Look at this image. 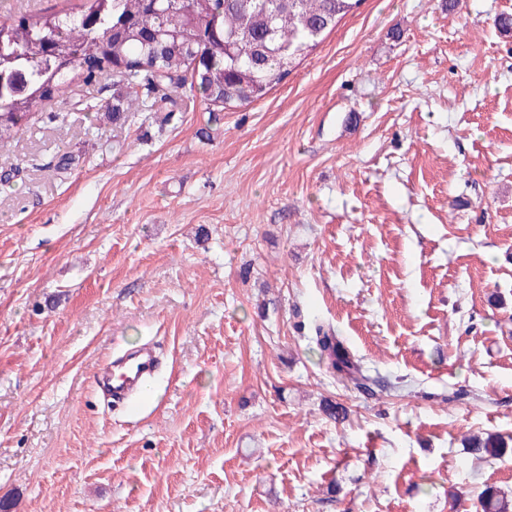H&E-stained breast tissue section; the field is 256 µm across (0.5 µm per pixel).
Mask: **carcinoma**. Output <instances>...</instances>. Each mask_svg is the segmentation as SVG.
<instances>
[{"mask_svg": "<svg viewBox=\"0 0 512 512\" xmlns=\"http://www.w3.org/2000/svg\"><path fill=\"white\" fill-rule=\"evenodd\" d=\"M81 0L76 13L20 12L0 23V149L14 136L58 113L43 111L79 79L93 85L112 75V103L88 99L69 109L124 125L132 113L174 104L171 92L190 86L213 106L252 103L280 84L323 35L362 0ZM313 337L320 357L343 378L359 368L331 326ZM502 440L471 447L502 455ZM482 512H509L487 488Z\"/></svg>", "mask_w": 512, "mask_h": 512, "instance_id": "cac0c4a2", "label": "carcinoma"}]
</instances>
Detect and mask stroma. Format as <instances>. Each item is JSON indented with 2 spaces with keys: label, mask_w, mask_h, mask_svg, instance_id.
I'll list each match as a JSON object with an SVG mask.
<instances>
[{
  "label": "stroma",
  "mask_w": 512,
  "mask_h": 512,
  "mask_svg": "<svg viewBox=\"0 0 512 512\" xmlns=\"http://www.w3.org/2000/svg\"><path fill=\"white\" fill-rule=\"evenodd\" d=\"M506 18L362 0L247 106L184 88L96 130L48 102L0 151V512L512 500ZM319 322L370 391L313 352ZM146 344L130 411L97 372Z\"/></svg>",
  "instance_id": "obj_1"
}]
</instances>
